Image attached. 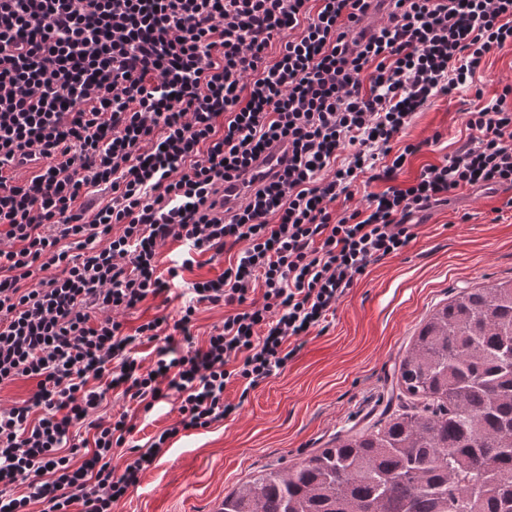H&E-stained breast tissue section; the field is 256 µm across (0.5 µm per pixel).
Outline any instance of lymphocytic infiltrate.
<instances>
[{
	"label": "lymphocytic infiltrate",
	"instance_id": "obj_1",
	"mask_svg": "<svg viewBox=\"0 0 512 512\" xmlns=\"http://www.w3.org/2000/svg\"><path fill=\"white\" fill-rule=\"evenodd\" d=\"M390 7L368 27L369 0H0V385L36 383L0 407V512H112L172 439L236 412L229 384L284 369L368 264L414 239V213L512 186L511 84L469 113L474 145L408 187L393 180L420 147L390 145L512 44V0ZM276 148L280 169L224 206L225 183ZM363 174L385 189L334 211ZM169 239L181 263L162 273ZM232 249L174 319L125 332L122 314L179 269ZM206 302L234 312L195 347ZM111 389L146 413L180 402L121 471L112 455L135 425L101 414ZM77 426L88 449L69 444Z\"/></svg>",
	"mask_w": 512,
	"mask_h": 512
}]
</instances>
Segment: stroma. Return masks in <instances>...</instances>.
<instances>
[{"label":"stroma","instance_id":"stroma-1","mask_svg":"<svg viewBox=\"0 0 512 512\" xmlns=\"http://www.w3.org/2000/svg\"><path fill=\"white\" fill-rule=\"evenodd\" d=\"M512 84V47L491 53L470 88L438 96L417 112L393 148L423 143L395 183L409 186L422 167L440 163L467 145L468 112L478 102L504 98ZM415 239L398 255L371 263L330 315L323 333L303 337L277 375L251 389L228 385L224 396L236 413L206 430L178 435L138 485L112 512H209L224 497L266 468H283L337 434L368 428L389 403L402 397L399 365L412 339L440 305L464 288H490L512 281V189L488 193L462 188L450 204L416 217ZM220 255L181 270L167 299H150L126 316L134 328L158 314L177 311L189 300L192 282L220 274ZM169 397L138 415L130 435L146 444L178 418Z\"/></svg>","mask_w":512,"mask_h":512}]
</instances>
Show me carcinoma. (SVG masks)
I'll return each instance as SVG.
<instances>
[{
    "label": "carcinoma",
    "instance_id": "1",
    "mask_svg": "<svg viewBox=\"0 0 512 512\" xmlns=\"http://www.w3.org/2000/svg\"><path fill=\"white\" fill-rule=\"evenodd\" d=\"M399 373L412 410L261 471L222 512H512V282L436 309Z\"/></svg>",
    "mask_w": 512,
    "mask_h": 512
}]
</instances>
